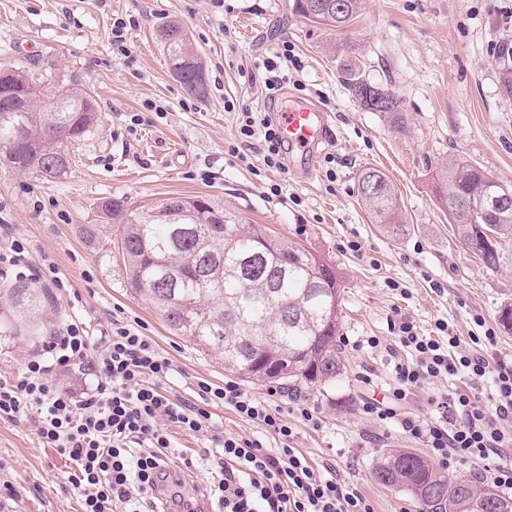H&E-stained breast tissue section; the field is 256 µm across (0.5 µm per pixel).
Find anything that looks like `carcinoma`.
Masks as SVG:
<instances>
[{
    "label": "carcinoma",
    "mask_w": 512,
    "mask_h": 512,
    "mask_svg": "<svg viewBox=\"0 0 512 512\" xmlns=\"http://www.w3.org/2000/svg\"><path fill=\"white\" fill-rule=\"evenodd\" d=\"M324 20L348 27L364 0H321ZM176 78L195 95L205 93L203 65L186 28L170 21L159 30ZM336 67L350 92L366 74L360 57L340 44ZM11 92H0V167L36 177L61 178L72 164L71 147L97 123L98 102L75 84L50 93L25 70L6 71ZM398 131L405 130L400 99L378 108ZM66 133L67 139L58 137ZM435 194L462 200L467 211L453 217L457 236L493 273L512 271V208L488 210L484 202L499 190L482 168L461 157L434 163ZM358 194L373 223L404 230L402 208L390 178L365 168ZM102 211L117 224L114 247L122 255L128 285L147 301L177 336L210 351L224 370L250 383L327 384L341 374L339 331L343 281L333 264L312 252L269 235L211 196L168 197L147 208L108 200ZM12 321L0 322V334L16 335L21 324L43 312L45 296L36 288L6 289ZM288 362L293 374L279 376ZM375 480L410 494L425 512H512V496L491 485L448 478L412 450L386 452Z\"/></svg>",
    "instance_id": "1"
}]
</instances>
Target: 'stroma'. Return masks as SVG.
Masks as SVG:
<instances>
[{
  "mask_svg": "<svg viewBox=\"0 0 512 512\" xmlns=\"http://www.w3.org/2000/svg\"><path fill=\"white\" fill-rule=\"evenodd\" d=\"M138 19L129 30V57L113 55L114 14ZM170 20L184 25L205 65L207 93L188 94L175 79L159 42ZM288 41L302 71H289L288 99L305 97L332 116L328 143L319 145L310 177L288 152L284 167L267 170L257 149L238 136L242 110L274 112L257 65ZM357 47L370 80L387 84L403 105L404 132L363 108L344 88L333 50ZM512 66V0H365L361 16L341 31L294 14L290 0H0V69L23 67L50 90L77 82L97 96L94 132L76 151L70 173L43 179L0 170V225L29 243L34 260L50 257L71 292L52 295L35 337L0 339V377L16 379L62 320L96 330L113 315L143 326L152 345L174 365L168 395L198 402V384L223 385L228 375L202 348L174 335L155 309L127 288L126 268L111 244L102 212L106 199L149 206L167 197L214 195L243 223L301 245L335 264L344 281L340 336L344 370L326 385L293 390L314 407L319 427L297 421L288 397L273 384L244 391L273 399L294 427L292 445L316 467H332L357 485L375 512H419L411 496L378 485L372 472L383 450L430 451L398 427L380 428L363 411L366 396L382 398L394 356L354 340L391 338L403 316L429 334L447 321L458 335L493 328L490 356L512 360V332L498 322L512 304V274L487 271L459 241L434 194V161L462 156L499 183L512 186V93L502 81ZM235 108H224L225 100ZM165 105L163 117L147 102ZM142 114V125L130 123ZM384 171L398 189L406 229L393 235L371 221L358 191L365 167ZM282 192L272 195L271 184ZM484 318L478 327L476 318ZM371 370L372 385L360 380ZM166 454L179 479L159 512H173V495L210 499L221 474L209 438L170 429ZM70 462L44 447L33 418L0 419V512H82L67 482Z\"/></svg>",
  "mask_w": 512,
  "mask_h": 512,
  "instance_id": "35a3bbf8",
  "label": "stroma"
}]
</instances>
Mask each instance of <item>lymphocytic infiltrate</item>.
I'll list each match as a JSON object with an SVG mask.
<instances>
[{
    "label": "lymphocytic infiltrate",
    "instance_id": "f902f5d3",
    "mask_svg": "<svg viewBox=\"0 0 512 512\" xmlns=\"http://www.w3.org/2000/svg\"><path fill=\"white\" fill-rule=\"evenodd\" d=\"M291 44L281 43L262 65L269 100H279L288 68L298 65ZM262 144L267 167L283 166L285 145L271 119L246 116L239 128ZM0 274L23 281L40 278L51 287L64 282L52 261L33 268L25 239L0 226ZM424 336L412 322L399 320L392 332L397 346L410 353L394 364V379L383 399H368L363 410L377 426H398L429 448L439 466H474L480 482L512 491V361L487 358L482 343L493 330L463 346L445 323ZM92 360L94 379L80 395L60 391L54 375ZM171 360L144 334L121 320L99 333L86 324L61 326L48 338L43 354L27 359L17 379H0V418L34 416L45 447L72 464L68 482L83 502V512H146L167 476L164 451L171 445L168 427L212 437L224 471L213 494L219 512H375L369 499L334 471L315 469L292 446L293 429L279 411L247 394L236 382L214 387L199 382V402L185 404L166 395L163 380L173 373ZM464 378L465 384L432 395L436 414L425 418L404 411L415 391L438 379ZM494 389L483 395L482 383ZM231 408L259 430L250 439L223 434L213 420L215 405Z\"/></svg>",
    "mask_w": 512,
    "mask_h": 512
}]
</instances>
